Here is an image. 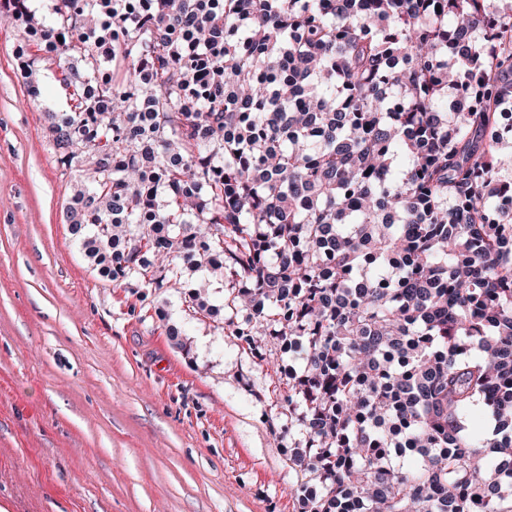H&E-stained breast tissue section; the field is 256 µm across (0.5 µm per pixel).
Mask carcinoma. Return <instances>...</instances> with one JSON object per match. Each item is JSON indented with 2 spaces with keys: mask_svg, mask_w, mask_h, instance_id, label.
<instances>
[{
  "mask_svg": "<svg viewBox=\"0 0 512 512\" xmlns=\"http://www.w3.org/2000/svg\"><path fill=\"white\" fill-rule=\"evenodd\" d=\"M2 8L67 94L91 264L227 271L239 334L301 356L303 512H512V0Z\"/></svg>",
  "mask_w": 512,
  "mask_h": 512,
  "instance_id": "carcinoma-1",
  "label": "carcinoma"
}]
</instances>
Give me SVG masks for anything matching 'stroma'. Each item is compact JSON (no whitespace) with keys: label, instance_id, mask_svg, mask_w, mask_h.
<instances>
[{"label":"stroma","instance_id":"obj_1","mask_svg":"<svg viewBox=\"0 0 512 512\" xmlns=\"http://www.w3.org/2000/svg\"><path fill=\"white\" fill-rule=\"evenodd\" d=\"M19 31L0 11V506L300 512L292 357L275 337L237 336L236 291L209 267L160 289L94 269L64 216L81 174L49 141L66 94L38 61L42 96L27 99ZM201 281L207 314L187 301Z\"/></svg>","mask_w":512,"mask_h":512}]
</instances>
